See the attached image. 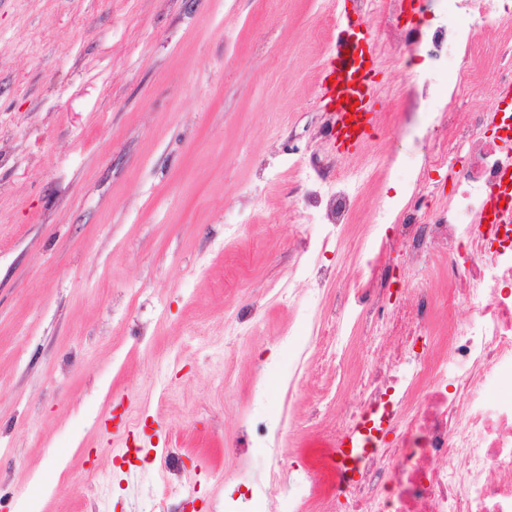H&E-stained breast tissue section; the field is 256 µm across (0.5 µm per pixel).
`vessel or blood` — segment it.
Here are the masks:
<instances>
[{
    "label": "vessel or blood",
    "mask_w": 512,
    "mask_h": 512,
    "mask_svg": "<svg viewBox=\"0 0 512 512\" xmlns=\"http://www.w3.org/2000/svg\"><path fill=\"white\" fill-rule=\"evenodd\" d=\"M375 31L367 23L337 26L336 39L330 44L322 63L321 92L331 115L330 140L344 147H356L370 135L373 105L378 92L374 62ZM491 125L495 131L512 133V87L502 88ZM489 213L494 223H512V171H505L489 194ZM375 441L365 440L361 427H353L338 443L341 462L353 464L360 452L370 451Z\"/></svg>",
    "instance_id": "obj_1"
}]
</instances>
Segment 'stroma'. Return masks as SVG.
<instances>
[{
    "label": "stroma",
    "mask_w": 512,
    "mask_h": 512,
    "mask_svg": "<svg viewBox=\"0 0 512 512\" xmlns=\"http://www.w3.org/2000/svg\"><path fill=\"white\" fill-rule=\"evenodd\" d=\"M355 0H0V486L10 512H257L273 457L298 463L285 411L296 354L322 421L336 365L307 314L334 288L280 290L302 270L345 277L379 204L415 179L444 192L439 111L415 80L455 82L446 47L403 32L447 26L374 0L381 70L372 135L332 147L320 67ZM468 106L497 100L498 26ZM369 174L340 248L301 252L310 183ZM249 335H229L241 311ZM262 422L265 435L252 433ZM142 449L122 463L127 435ZM98 484H90L87 471Z\"/></svg>",
    "instance_id": "stroma-1"
}]
</instances>
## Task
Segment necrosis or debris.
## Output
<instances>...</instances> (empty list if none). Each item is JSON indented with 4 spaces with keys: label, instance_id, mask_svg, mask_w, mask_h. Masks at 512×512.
I'll return each instance as SVG.
<instances>
[{
    "label": "necrosis or debris",
    "instance_id": "necrosis-or-debris-1",
    "mask_svg": "<svg viewBox=\"0 0 512 512\" xmlns=\"http://www.w3.org/2000/svg\"><path fill=\"white\" fill-rule=\"evenodd\" d=\"M498 0H448L449 28L414 30L421 40L449 45L466 80L456 82L444 114L449 147L466 149L469 166L450 175L452 188L436 198L416 188L401 209L393 236L373 232L347 279L336 283V317L308 321L311 336L336 363L337 434L366 424L386 434L377 453L347 477L335 449L310 459L300 494L287 495L273 459L265 496L273 512H512V398L497 396L512 379V230L482 224L486 199L512 144L472 134L490 122L489 109L459 116L479 91L473 26L498 19ZM365 172H340L333 187L308 195L306 212L332 231L344 228ZM434 276L448 270L445 289L412 285L404 305L391 302L394 259ZM467 309V318L454 314ZM451 313L448 334L434 336L441 312ZM390 337L385 356L369 354L357 374L354 398L340 400L347 354L355 336Z\"/></svg>",
    "mask_w": 512,
    "mask_h": 512
}]
</instances>
